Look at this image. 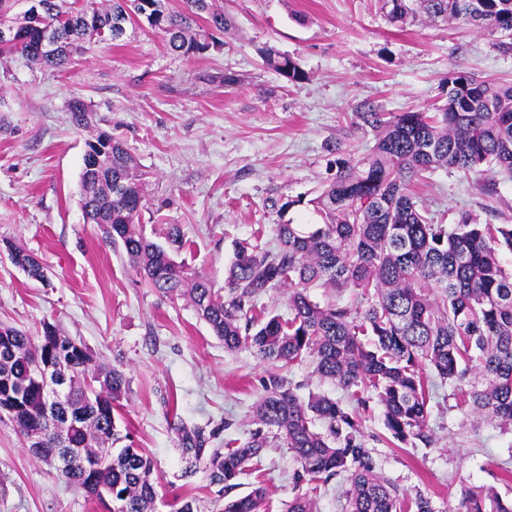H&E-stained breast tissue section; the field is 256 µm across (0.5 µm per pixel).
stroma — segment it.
Here are the masks:
<instances>
[{
    "label": "stroma",
    "mask_w": 512,
    "mask_h": 512,
    "mask_svg": "<svg viewBox=\"0 0 512 512\" xmlns=\"http://www.w3.org/2000/svg\"><path fill=\"white\" fill-rule=\"evenodd\" d=\"M232 20L221 45L194 58L171 53L147 24L122 41H86L63 71L16 55L0 64V245L10 241L43 265L29 278L0 254V323L38 335L43 323L83 342L107 366L122 368L129 392L120 419L154 463L155 512H174L173 497L193 490L200 512L216 493L205 473L185 477L179 424L215 432L214 447L245 440L253 405L272 366L251 351L230 353L188 299L150 288L102 226L80 206L89 131L71 120L83 100L90 123L111 131L145 178L140 222L163 241L179 225L177 260L223 290L238 240L275 243L274 227L317 224L312 205L336 143L368 153L372 133L351 115L361 104L381 112L434 110L447 78L464 70L512 82V54L494 36L457 22L400 27L384 0H218ZM288 56L305 74L291 83L263 61ZM415 192L436 223L470 212L479 223L512 224V181L482 194L474 176L440 169ZM173 393L177 413L162 397ZM431 448L388 440L380 411L362 423L377 470L408 493L431 496L436 512H455L465 485L494 482L512 463V429L472 426L438 390ZM288 448L273 443L238 478L235 496L264 480L266 512H286L305 493ZM0 512H105L34 460L9 418L0 419Z\"/></svg>",
    "instance_id": "obj_1"
}]
</instances>
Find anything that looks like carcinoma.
I'll return each instance as SVG.
<instances>
[{"label":"carcinoma","instance_id":"1","mask_svg":"<svg viewBox=\"0 0 512 512\" xmlns=\"http://www.w3.org/2000/svg\"><path fill=\"white\" fill-rule=\"evenodd\" d=\"M18 0H0V18L15 16L19 40L0 45V59L20 54L43 69H62L70 45L86 35L82 0H39V16L16 13ZM155 19L168 48L184 57L201 55L209 43L190 35L202 20L222 34L231 19L214 0H183L174 11L153 0ZM388 17L405 25L427 19L462 21L482 32L512 36V0H385ZM140 0H102L96 19L102 39L113 23L141 20ZM54 25L57 47H43L45 22ZM265 61L290 82L304 78L291 58ZM74 124H88L87 105L75 98ZM352 124L374 135L362 156L336 144L332 174L311 200L320 224L275 225L277 245L239 240L222 295L201 274L188 275L174 259L183 246L178 225L165 242L148 238L138 222L142 183L124 145L106 130L86 142L101 162L81 172L82 208L92 224H105L109 243L120 246L136 271L158 293L187 296L224 350L252 351L271 363L292 366L310 360L322 380L334 382L346 399L310 395L279 374L269 376L255 403L257 428L243 442L210 448L215 433L178 428V447L191 459L185 474L203 466L222 494L236 486L246 464L260 457L269 437L283 442L298 469L295 480L318 489L345 476L343 512H435L431 497L409 495L376 472L361 417L371 402L381 408L393 441L431 448V405L448 385L455 407H467L478 425L494 420L512 427V271L500 250H512V226L480 224L461 211L452 224H436L413 192L415 182L440 168L476 176L485 194L496 181L485 172L512 176V84H493L457 71L448 77V100L433 112L353 113ZM11 263L35 280L40 262L14 246ZM286 287L290 314L256 316L262 295ZM323 288L321 303L310 293ZM48 364L71 370L64 389L39 383ZM129 391L125 373L104 368L82 342L45 323L38 336L0 326V410H9L18 431L31 440L34 459L58 465L67 483L112 512H153L158 496L154 465L118 424ZM321 422L325 431L315 429ZM266 487L243 497L215 500L213 512H265ZM457 512H512L494 484L466 486Z\"/></svg>","mask_w":512,"mask_h":512}]
</instances>
